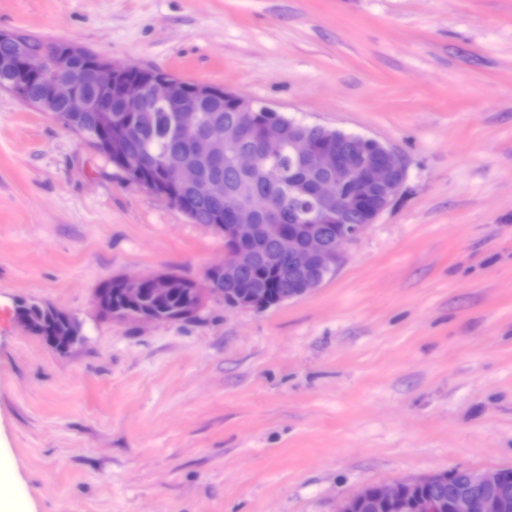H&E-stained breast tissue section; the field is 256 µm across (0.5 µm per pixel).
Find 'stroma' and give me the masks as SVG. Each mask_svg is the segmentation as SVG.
Wrapping results in <instances>:
<instances>
[{"instance_id":"stroma-1","label":"stroma","mask_w":512,"mask_h":512,"mask_svg":"<svg viewBox=\"0 0 512 512\" xmlns=\"http://www.w3.org/2000/svg\"><path fill=\"white\" fill-rule=\"evenodd\" d=\"M0 29L374 138L400 195L305 297L118 321L224 235L0 91V512H341L512 467V0H0ZM75 318L59 352L21 302Z\"/></svg>"}]
</instances>
